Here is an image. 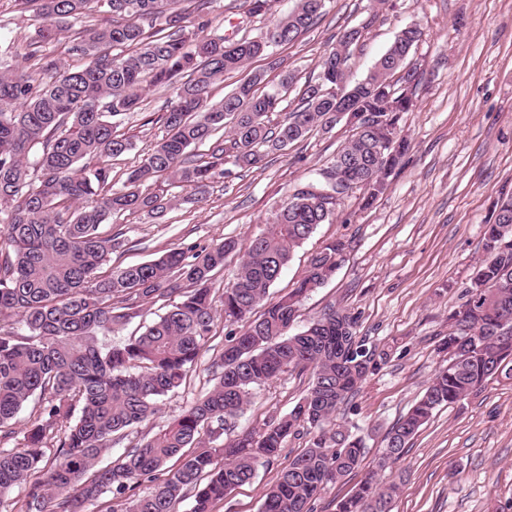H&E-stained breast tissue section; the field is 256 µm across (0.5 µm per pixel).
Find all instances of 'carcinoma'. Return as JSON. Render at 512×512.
<instances>
[{
	"mask_svg": "<svg viewBox=\"0 0 512 512\" xmlns=\"http://www.w3.org/2000/svg\"><path fill=\"white\" fill-rule=\"evenodd\" d=\"M31 9L34 30L0 50V512H82L104 495L118 500L101 512H176L193 498L191 512H213L236 488L250 482L290 437L310 434L262 497L259 512H314L325 487L361 466L364 438L332 424L367 377L387 362L385 347L357 335L359 316L333 309L292 334L301 300L335 274L344 243H327L309 260L295 288L270 300L293 253L318 225L336 217V200L300 183L281 205L271 227L254 236L235 281L224 288L222 308L212 294L215 276L235 255L226 238L206 247L173 248L156 259L112 266L125 246L118 228H102L125 213L161 217L174 198L143 186L171 176L204 193L229 177V163L251 168L288 149L313 129L330 128L336 94L344 83L354 121L347 144L327 163L331 178L352 182L363 173L388 181L409 150L406 138L388 166H376L379 132L363 127L410 63L422 30L399 31L367 76L347 83L349 45L362 30L351 27L321 56L319 74L307 82L296 108L281 123L270 115L292 84L290 72L276 86L255 71L223 98L210 89L272 48L294 42L324 16L327 0H298L275 17L274 0H245L248 19L268 17L266 33L228 39L212 32L213 0H16ZM112 14L106 27L93 15ZM78 29H73L74 25ZM73 31L70 50L89 62L64 67L43 45ZM27 63L12 68L11 60ZM169 91L159 117L162 137L121 186L111 161L132 149L117 134L116 120L141 109L144 85ZM223 131V139L212 140ZM210 142L209 153L189 149ZM42 152L28 156L36 145ZM485 257L474 268L466 308L448 316V367L431 377L422 396L388 430V461L399 460L410 441L440 407L478 395L499 376L512 377V194L500 198L484 229ZM165 300V312L120 341L112 332L143 306ZM260 315L250 319L257 307ZM227 333L210 366V388L149 437L100 465L101 458L139 425L160 412L162 398L186 385L212 336L217 317ZM469 323L477 340L458 342L455 327ZM313 369L306 393L288 415L226 437L229 421L248 405L252 391L287 369ZM38 399L39 414L20 431L6 429ZM25 491L24 500L13 497ZM399 486L379 485L368 472L336 512H391Z\"/></svg>",
	"mask_w": 512,
	"mask_h": 512,
	"instance_id": "obj_1",
	"label": "carcinoma"
}]
</instances>
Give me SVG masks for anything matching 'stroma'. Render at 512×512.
Masks as SVG:
<instances>
[{
	"instance_id": "obj_1",
	"label": "stroma",
	"mask_w": 512,
	"mask_h": 512,
	"mask_svg": "<svg viewBox=\"0 0 512 512\" xmlns=\"http://www.w3.org/2000/svg\"><path fill=\"white\" fill-rule=\"evenodd\" d=\"M418 24L422 37L412 57L420 66L415 107L403 120L410 149L404 167L372 206L362 190L340 204L333 223L319 225L283 270L271 296L293 288L313 253L340 240L345 260L335 277L302 302L293 323L301 331L328 309L360 315L358 335L388 345L391 356L369 375L344 419L364 436L362 470L328 485L315 512H335L376 464L386 431L422 394L449 355L443 345L449 313L463 304L474 265L483 256V232L499 192L512 193V0H328L319 24L272 58L249 62L278 83L281 69L298 84L285 97L299 102V83L317 76L318 61L344 28L364 25L350 48L347 77L363 79L397 31ZM168 91L147 88L142 111L126 117L121 133L133 143L114 159V174L138 162L164 128ZM350 127L314 129L287 151L259 167L234 169L211 183L202 203L192 187L169 179L157 190L178 203L155 222L140 214L122 216L128 243L112 256L125 267L167 250L206 246L231 237L247 248L251 237L269 228L281 201L348 142ZM226 330L216 326L185 389L162 401V414H178L207 388L213 353L223 348ZM312 381L311 371H288L256 389L236 420L237 429L258 428L287 414ZM306 439H288L269 465L236 488L215 512H258L273 484ZM380 484L397 482L392 512H512V379L490 381L476 397L434 412L407 453L378 474Z\"/></svg>"
}]
</instances>
